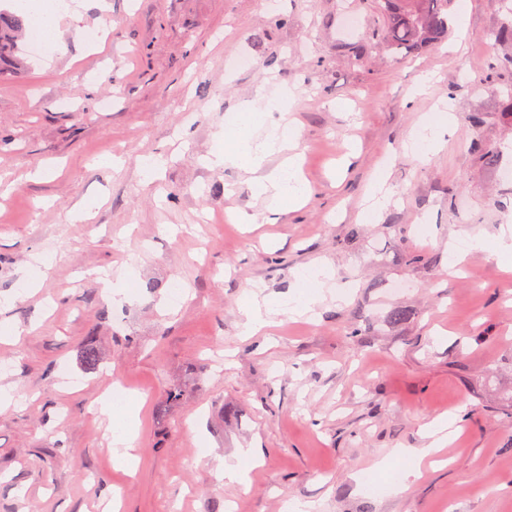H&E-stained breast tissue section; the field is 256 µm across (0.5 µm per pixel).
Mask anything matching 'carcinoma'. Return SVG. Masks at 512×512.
<instances>
[{"instance_id": "cac0c4a2", "label": "carcinoma", "mask_w": 512, "mask_h": 512, "mask_svg": "<svg viewBox=\"0 0 512 512\" xmlns=\"http://www.w3.org/2000/svg\"><path fill=\"white\" fill-rule=\"evenodd\" d=\"M452 0H384L385 38L389 46L407 50L434 45L448 33ZM24 19L0 7V65L22 51Z\"/></svg>"}]
</instances>
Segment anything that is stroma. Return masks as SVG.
I'll return each mask as SVG.
<instances>
[{
    "mask_svg": "<svg viewBox=\"0 0 512 512\" xmlns=\"http://www.w3.org/2000/svg\"><path fill=\"white\" fill-rule=\"evenodd\" d=\"M275 2L69 0L60 47L0 78V385L26 396L0 408V512H102L120 486V512H512V259L448 268L450 241L512 225V48L492 37L512 14L468 0L406 52L374 39L377 0ZM262 85L294 94L310 197L249 227L234 213L266 199L204 158ZM449 97L456 120L420 163L403 144ZM381 172L395 196L367 222ZM314 262L330 279L313 317L241 336L246 292L277 306ZM123 272L130 299L109 303L100 278ZM117 380L136 398L131 475L94 414ZM440 417L459 428L443 464L368 496L360 474L426 447Z\"/></svg>",
    "mask_w": 512,
    "mask_h": 512,
    "instance_id": "stroma-1",
    "label": "stroma"
}]
</instances>
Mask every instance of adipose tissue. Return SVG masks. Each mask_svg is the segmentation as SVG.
I'll return each instance as SVG.
<instances>
[{"label": "adipose tissue", "mask_w": 512, "mask_h": 512, "mask_svg": "<svg viewBox=\"0 0 512 512\" xmlns=\"http://www.w3.org/2000/svg\"><path fill=\"white\" fill-rule=\"evenodd\" d=\"M293 98L288 90L268 93L258 87L252 100L243 104L228 121L224 130V146L213 152L208 162L211 166H234L246 169L254 176L253 189L257 194L270 196L273 205L271 217H278L283 206H297L309 194V187L301 175L297 156L290 150L296 145L298 130L288 120ZM263 129L262 137H240V130ZM282 156V163L274 170H267L266 163L273 156ZM328 273L323 265L312 264L300 273L301 289L289 296L284 311L308 313L320 299ZM100 409L110 418L112 434V461L126 471H134L137 429L132 415L112 406L109 395H101Z\"/></svg>", "instance_id": "obj_1"}]
</instances>
